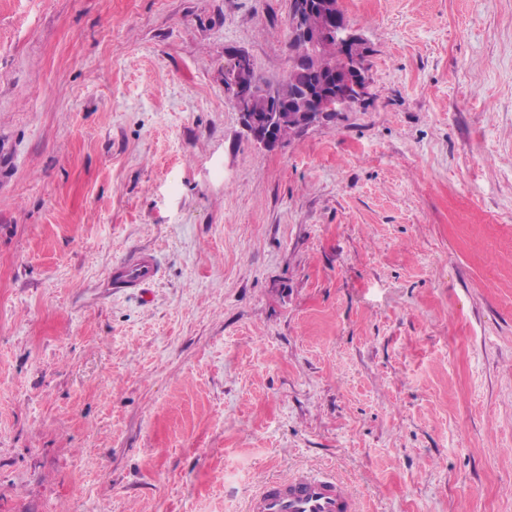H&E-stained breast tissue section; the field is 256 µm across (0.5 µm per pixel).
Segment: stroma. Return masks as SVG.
I'll return each mask as SVG.
<instances>
[{
  "mask_svg": "<svg viewBox=\"0 0 512 512\" xmlns=\"http://www.w3.org/2000/svg\"><path fill=\"white\" fill-rule=\"evenodd\" d=\"M290 6L0 0V512H512V0H339L368 95L267 150ZM252 69V60L247 54L241 52L234 54L224 75L225 91L231 104L239 113L241 127L246 136L260 146L275 148L279 141L275 139L273 132L278 125H283L286 121L284 113L287 110L279 102L272 103L266 99L271 107L270 112H265L263 117L251 112L250 105L255 95L250 86L248 74ZM253 79L259 84H264L255 68ZM158 270L153 254L134 253L112 268V282L116 288H139L152 282L156 278ZM351 493L335 478L308 471L272 481L251 498L248 512H355Z\"/></svg>",
  "mask_w": 512,
  "mask_h": 512,
  "instance_id": "obj_1",
  "label": "stroma"
}]
</instances>
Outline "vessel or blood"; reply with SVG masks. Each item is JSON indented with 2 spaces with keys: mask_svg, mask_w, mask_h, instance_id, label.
Instances as JSON below:
<instances>
[{
  "mask_svg": "<svg viewBox=\"0 0 512 512\" xmlns=\"http://www.w3.org/2000/svg\"><path fill=\"white\" fill-rule=\"evenodd\" d=\"M157 274L154 255L138 252L117 263L111 277L115 287L137 288ZM247 512H356V507L351 493L335 478L302 471L261 487Z\"/></svg>",
  "mask_w": 512,
  "mask_h": 512,
  "instance_id": "vessel-or-blood-1",
  "label": "vessel or blood"
}]
</instances>
